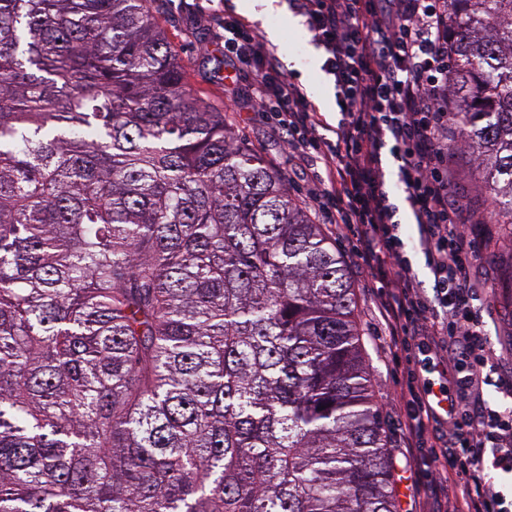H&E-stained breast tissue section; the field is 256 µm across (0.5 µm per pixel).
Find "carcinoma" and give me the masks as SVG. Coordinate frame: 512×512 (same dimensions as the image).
<instances>
[{
	"instance_id": "carcinoma-1",
	"label": "carcinoma",
	"mask_w": 512,
	"mask_h": 512,
	"mask_svg": "<svg viewBox=\"0 0 512 512\" xmlns=\"http://www.w3.org/2000/svg\"><path fill=\"white\" fill-rule=\"evenodd\" d=\"M512 227V0H448ZM336 247L146 0H0V512H397Z\"/></svg>"
}]
</instances>
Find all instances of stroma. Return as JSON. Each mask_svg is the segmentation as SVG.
Returning a JSON list of instances; mask_svg holds the SVG:
<instances>
[{"mask_svg": "<svg viewBox=\"0 0 512 512\" xmlns=\"http://www.w3.org/2000/svg\"><path fill=\"white\" fill-rule=\"evenodd\" d=\"M150 11L165 28L175 45L178 58L186 72L189 89L210 103L215 109L224 107V6L220 0H147ZM278 9L260 15L253 21L261 33L275 31L267 45L280 60L291 59L296 63L287 77L302 83L308 96L330 124H337L341 114L336 99V89L331 75L315 67L313 57L323 56L324 51L314 43L304 17L288 7V0H276ZM225 120L235 131L238 139L259 152L269 166L282 172L289 188L300 186L302 176L294 161L283 153L279 138L262 122L245 126L236 113L226 112ZM466 151L456 142L448 144V173L452 191L468 209L463 218L471 234L481 242L482 251L475 267V276L486 285L481 308L487 325L488 339L499 361L498 377L512 378V284L507 273L512 270L506 254L512 245L503 241L502 227L484 224L481 213L491 206L483 198L475 181L466 172ZM327 237L332 238L337 253L347 265L354 286V301L360 323V342L369 365L371 385L375 401L386 426L388 447L393 456L395 492L399 512H411L414 506L410 481V462L402 455V447L408 439L404 427L402 407L391 405L387 394L403 384V369L384 345L383 327L375 313L376 297L367 289L369 272L358 265L351 253L349 242L336 238L332 225H324Z\"/></svg>", "mask_w": 512, "mask_h": 512, "instance_id": "stroma-1", "label": "stroma"}]
</instances>
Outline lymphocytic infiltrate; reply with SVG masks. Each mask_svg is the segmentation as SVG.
Wrapping results in <instances>:
<instances>
[{"label": "lymphocytic infiltrate", "mask_w": 512, "mask_h": 512, "mask_svg": "<svg viewBox=\"0 0 512 512\" xmlns=\"http://www.w3.org/2000/svg\"><path fill=\"white\" fill-rule=\"evenodd\" d=\"M325 51V70L344 104L331 134L302 87L288 81L278 56L252 25L224 13L230 73L224 107L257 115L288 133L284 148L312 189L303 205L356 241L370 272L390 347L423 356L448 352L442 383L408 369L401 397L407 428L429 442L416 489L425 512H512V488L490 471L512 475V409L483 396L491 385L480 258L463 230L464 205L448 178V0H289ZM397 167L403 201L416 226L400 235L388 164ZM422 254L424 288L407 247ZM462 472L465 482L452 480Z\"/></svg>", "instance_id": "lymphocytic-infiltrate-1"}]
</instances>
